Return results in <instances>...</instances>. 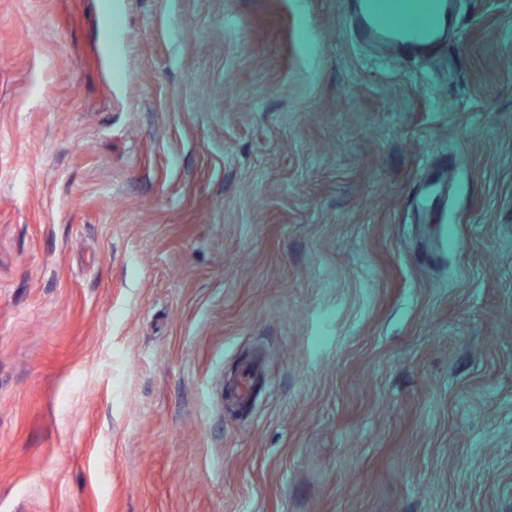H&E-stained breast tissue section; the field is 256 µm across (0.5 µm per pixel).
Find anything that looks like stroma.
Wrapping results in <instances>:
<instances>
[{"mask_svg":"<svg viewBox=\"0 0 512 512\" xmlns=\"http://www.w3.org/2000/svg\"><path fill=\"white\" fill-rule=\"evenodd\" d=\"M360 2L0 0V512H512V0Z\"/></svg>","mask_w":512,"mask_h":512,"instance_id":"1","label":"stroma"}]
</instances>
